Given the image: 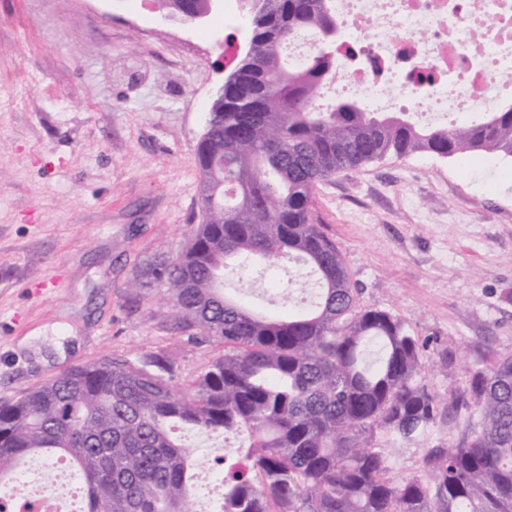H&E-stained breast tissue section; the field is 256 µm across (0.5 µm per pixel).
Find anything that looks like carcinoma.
<instances>
[{
  "mask_svg": "<svg viewBox=\"0 0 512 512\" xmlns=\"http://www.w3.org/2000/svg\"><path fill=\"white\" fill-rule=\"evenodd\" d=\"M243 2L250 52L195 150L201 220L174 259L133 283L166 288L176 323L224 354L181 386L159 354L103 356L1 404L0 484L25 459L57 455L79 479L82 512H192L189 453L172 435L181 427L250 435L224 471L220 512H512V356L448 401L472 403L477 418L427 449L425 480L389 477L377 434L416 444L434 419L423 345L390 312L358 305L312 215L317 182L387 156L512 158V103L455 126L343 99L320 108L342 62L336 0ZM307 32L319 49L288 64L286 46ZM257 261L306 267L315 304L276 319L226 298L224 277Z\"/></svg>",
  "mask_w": 512,
  "mask_h": 512,
  "instance_id": "obj_1",
  "label": "carcinoma"
}]
</instances>
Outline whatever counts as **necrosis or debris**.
I'll list each match as a JSON object with an SVG mask.
<instances>
[{
  "label": "necrosis or debris",
  "instance_id": "necrosis-or-debris-1",
  "mask_svg": "<svg viewBox=\"0 0 512 512\" xmlns=\"http://www.w3.org/2000/svg\"><path fill=\"white\" fill-rule=\"evenodd\" d=\"M356 65L327 86L370 112H409L424 124H455L506 105L497 75L512 72V0H336ZM484 18L474 35L469 20ZM424 75L420 85L409 79Z\"/></svg>",
  "mask_w": 512,
  "mask_h": 512
}]
</instances>
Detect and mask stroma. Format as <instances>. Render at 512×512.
<instances>
[{
    "label": "stroma",
    "instance_id": "35a3bbf8",
    "mask_svg": "<svg viewBox=\"0 0 512 512\" xmlns=\"http://www.w3.org/2000/svg\"><path fill=\"white\" fill-rule=\"evenodd\" d=\"M139 0H0V404L70 366L155 353L177 382L223 354L179 329L165 288L133 290L200 219L195 147L249 39L238 0L194 29ZM313 212L357 284L424 343L439 405L422 443L378 434L394 478L458 438L449 409L492 356L512 355V161L387 157L313 189ZM302 268L254 267L227 297L287 314Z\"/></svg>",
    "mask_w": 512,
    "mask_h": 512
}]
</instances>
